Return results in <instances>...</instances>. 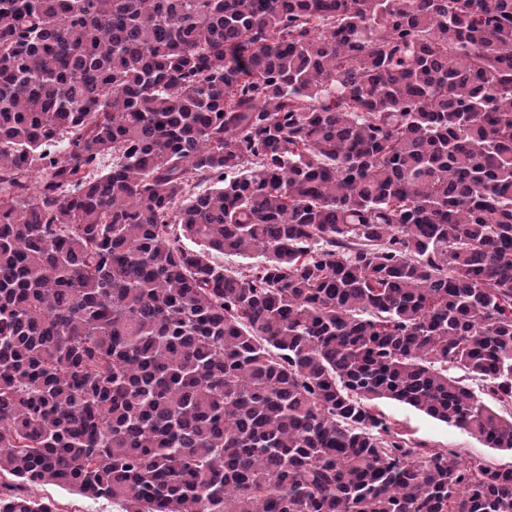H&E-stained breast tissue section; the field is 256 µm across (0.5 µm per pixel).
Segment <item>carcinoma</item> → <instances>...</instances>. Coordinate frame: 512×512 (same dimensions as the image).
Wrapping results in <instances>:
<instances>
[{"label": "carcinoma", "instance_id": "carcinoma-1", "mask_svg": "<svg viewBox=\"0 0 512 512\" xmlns=\"http://www.w3.org/2000/svg\"><path fill=\"white\" fill-rule=\"evenodd\" d=\"M382 399L512 452V0H0V512H512ZM31 493L56 501L61 509L60 512H116L119 510L118 507L112 505L111 500L84 498L73 491L51 484L34 487L31 489Z\"/></svg>", "mask_w": 512, "mask_h": 512}]
</instances>
